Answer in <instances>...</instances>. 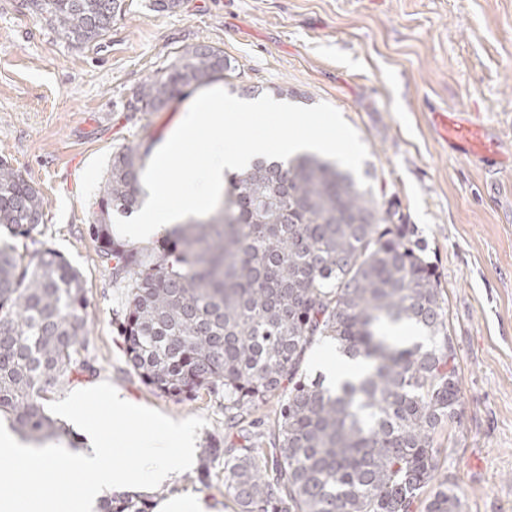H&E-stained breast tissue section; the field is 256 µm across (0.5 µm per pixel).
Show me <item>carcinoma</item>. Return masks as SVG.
Returning a JSON list of instances; mask_svg holds the SVG:
<instances>
[{"label": "carcinoma", "mask_w": 512, "mask_h": 512, "mask_svg": "<svg viewBox=\"0 0 512 512\" xmlns=\"http://www.w3.org/2000/svg\"><path fill=\"white\" fill-rule=\"evenodd\" d=\"M124 0H26L79 45L98 41ZM231 69L224 52L188 45L127 102L157 112ZM146 154L112 153L90 234L128 293L117 318L127 363L143 385L176 401L224 386V488L232 512H461L441 474L435 436L461 423L458 353L426 249L338 163L317 154L256 159L228 175L222 207L177 225L175 244L131 247L110 212L142 204ZM36 188L0 159V225L27 240L42 216ZM80 273L51 248L0 244V412L37 446L69 431L45 410L62 380L96 373L85 348ZM424 345L396 340L397 325ZM321 340L363 363L328 387L302 369ZM280 399L277 441L253 412ZM100 512H149L123 492Z\"/></svg>", "instance_id": "cac0c4a2"}]
</instances>
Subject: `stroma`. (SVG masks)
<instances>
[{"instance_id": "1", "label": "stroma", "mask_w": 512, "mask_h": 512, "mask_svg": "<svg viewBox=\"0 0 512 512\" xmlns=\"http://www.w3.org/2000/svg\"><path fill=\"white\" fill-rule=\"evenodd\" d=\"M223 51L224 88L288 86L300 105L326 102L368 149L362 165L383 207L414 225L440 275L457 346L462 423L435 437L462 512H512V0H125L99 41L69 43L24 0H0V157L40 193L36 248L61 253L88 299L83 356L93 377L58 384L48 398L110 382L133 404L174 420L202 416L196 448L225 445L224 394L177 402L139 381L114 316L125 288L97 255L88 226L112 154L162 146L193 95L157 112L125 105L149 75L187 45ZM469 111L510 162L458 159L437 137L436 111ZM146 490L153 504L224 498V463Z\"/></svg>"}]
</instances>
